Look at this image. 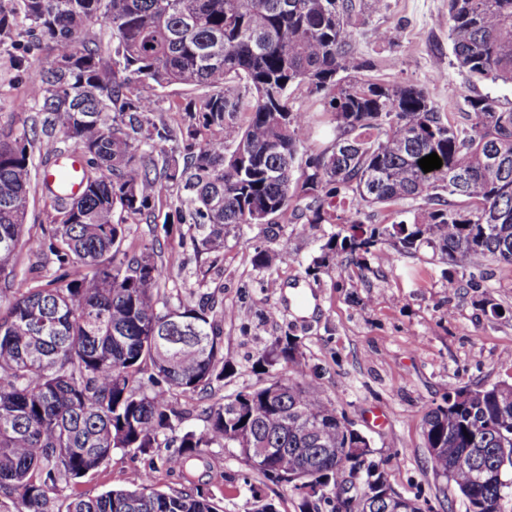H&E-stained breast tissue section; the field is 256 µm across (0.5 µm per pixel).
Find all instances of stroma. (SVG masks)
I'll return each mask as SVG.
<instances>
[{
    "mask_svg": "<svg viewBox=\"0 0 512 512\" xmlns=\"http://www.w3.org/2000/svg\"><path fill=\"white\" fill-rule=\"evenodd\" d=\"M377 30L391 31L390 41H377ZM352 43L370 66L361 76L377 82H404L424 89L441 112L464 115L471 97L492 93L512 102V86L468 82L453 63L448 40V0H385L379 11L367 13L352 29ZM42 48L21 79H13L8 55L0 56V127H20L26 112L15 101L28 97L40 78V61L50 57ZM456 95H449V87ZM198 88L171 85L157 91L155 120L172 128L185 123L187 101L201 96ZM294 109L308 113L304 144L308 153L330 146L334 123L321 98L296 90ZM177 205L163 192L154 217L128 216L125 244L154 248L168 273L159 296L170 304L206 302L215 310H245L244 320L223 323L224 354L232 373L214 394L179 397L189 412L187 427L201 426L203 413L217 397L257 388L288 372L285 363L259 369L258 358L275 339H298L305 365L302 381L320 390L340 413L365 434L373 459L386 472L392 488L415 500L422 512H465L456 491L442 493L425 448L423 420L443 395L458 387L472 389L512 378V266L480 260L464 271L450 273L430 251L400 253L390 245L355 262L346 252L318 269L310 264L326 236L322 224L307 235L295 234L306 201L292 199L275 228L288 243V258L267 270L254 266V248L268 242L263 224L241 225L229 236L224 255L211 260L197 255L186 224L164 226ZM51 255L21 249L13 289L24 292L56 275ZM459 287L448 285L449 278ZM493 299L506 315L491 318L483 308ZM152 469L158 489L200 488L224 512H250L253 492L272 500L278 512H299L300 499L276 487L230 448L213 447L190 462L185 476L151 463L150 456L117 449L97 471L62 488L57 504L67 497H95L127 487L133 474Z\"/></svg>",
    "mask_w": 512,
    "mask_h": 512,
    "instance_id": "stroma-1",
    "label": "stroma"
}]
</instances>
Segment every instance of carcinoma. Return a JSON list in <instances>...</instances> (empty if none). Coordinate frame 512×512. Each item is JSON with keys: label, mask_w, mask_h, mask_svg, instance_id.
I'll list each match as a JSON object with an SVG mask.
<instances>
[{"label": "carcinoma", "mask_w": 512, "mask_h": 512, "mask_svg": "<svg viewBox=\"0 0 512 512\" xmlns=\"http://www.w3.org/2000/svg\"><path fill=\"white\" fill-rule=\"evenodd\" d=\"M364 0H0V47L21 73L30 52L15 38L51 44L40 81L17 106L30 126L0 129V512H220L198 488L155 487L152 471L129 487L71 497L52 494L98 469L115 449L162 458L183 475L215 445L281 488L361 471L350 512H387L375 493L381 475L347 452L362 434L298 380L299 342L276 339L258 365L284 361L293 376L239 391L212 405L197 429L183 427L176 395L211 393L232 369L221 319L206 304L160 302L166 268L154 248L123 250L125 216L153 215L163 190L177 192L176 213L194 225V250L224 255L231 230L272 224L300 195L313 199L299 235L320 224L338 231L312 260L319 268L347 251L356 259L385 242L399 252L423 247L464 270L480 258L512 266V104L486 93L468 99L466 121L437 110L409 83L358 78L369 62L351 46ZM448 39L459 69L491 85L512 84V0H448ZM112 31L103 57L91 25ZM208 92L184 107L185 128L152 118V93L170 85ZM303 88L331 112V149L309 156L293 179L307 114L290 96ZM247 114L244 123L238 121ZM220 135L197 141V127ZM173 142L167 152L164 145ZM54 202L49 228L23 239L33 182V150ZM83 160L84 189L62 196L47 176L68 151ZM437 153L442 166L418 164ZM378 210L392 222L363 224ZM54 256L60 274L10 294L19 250ZM288 241L254 247L269 269ZM148 375L150 387L141 383ZM437 477L453 485L467 512H501L512 495V382L460 387L424 418ZM267 454L251 459V450ZM470 450L474 466L452 457ZM334 501L301 498V512Z\"/></svg>", "instance_id": "carcinoma-1"}]
</instances>
